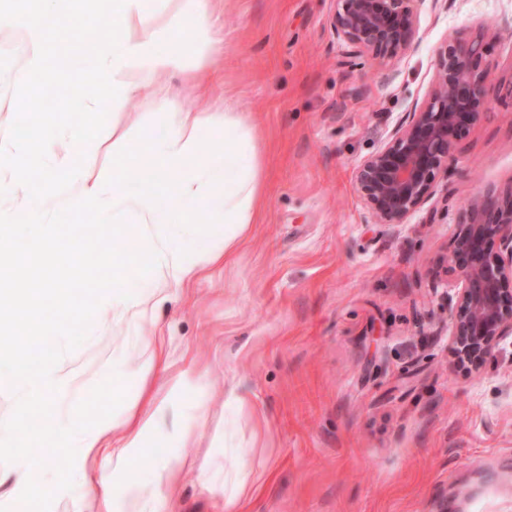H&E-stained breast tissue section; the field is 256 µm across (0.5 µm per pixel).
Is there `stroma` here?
<instances>
[{
  "label": "stroma",
  "mask_w": 512,
  "mask_h": 512,
  "mask_svg": "<svg viewBox=\"0 0 512 512\" xmlns=\"http://www.w3.org/2000/svg\"><path fill=\"white\" fill-rule=\"evenodd\" d=\"M332 0H232L220 16L224 53L171 71L184 110L231 101L258 118L265 205L233 263L210 268L141 329L190 351L212 376L176 498L166 512H512V343L477 373L456 368L440 295L458 208L477 191L512 187V104L490 97L485 117L456 140L437 193L406 223L375 224L354 170L431 90L434 57L449 35L483 36L495 87L512 84V0H421L408 51L378 72L355 63L332 34ZM148 92L108 112L112 131L152 118ZM123 338L96 313L65 359L83 383L54 400L79 425L118 414L112 361ZM251 398L239 438L260 480L229 506L205 478L221 458L224 394ZM33 512H73L53 470Z\"/></svg>",
  "instance_id": "obj_1"
}]
</instances>
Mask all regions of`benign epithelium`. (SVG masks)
Returning a JSON list of instances; mask_svg holds the SVG:
<instances>
[{
    "instance_id": "7a95c632",
    "label": "benign epithelium",
    "mask_w": 512,
    "mask_h": 512,
    "mask_svg": "<svg viewBox=\"0 0 512 512\" xmlns=\"http://www.w3.org/2000/svg\"><path fill=\"white\" fill-rule=\"evenodd\" d=\"M332 33L352 59L381 66L401 57L418 33L417 0H333ZM481 37L448 38L435 53L428 98L417 101L384 145L355 170L356 190L377 224H402L436 194L454 162V140L488 105L489 68ZM498 243V251L488 249ZM446 294L457 363L474 372L512 339V188L488 189L458 210Z\"/></svg>"
}]
</instances>
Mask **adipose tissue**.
Instances as JSON below:
<instances>
[{
    "label": "adipose tissue",
    "instance_id": "obj_1",
    "mask_svg": "<svg viewBox=\"0 0 512 512\" xmlns=\"http://www.w3.org/2000/svg\"><path fill=\"white\" fill-rule=\"evenodd\" d=\"M212 0H162L149 8L147 0H112V34L93 42L85 64L71 68L72 84L92 83L90 113L115 111L140 89H154V121L146 123L138 151L126 149L127 134L112 136V163H99L101 141L90 124L61 130L42 125L36 139L0 140V196L10 198L0 209V224L27 234L49 250L58 262L73 252L71 236L48 235L53 212H108L122 233L133 234L136 247L120 260L122 273L147 281L141 293L115 288L109 277L97 283L96 308L132 329L154 323L172 291L191 285L215 264L228 263L258 223L264 205L259 128L244 113L225 106L200 115L184 111L177 96L159 86L160 77L186 66L212 44ZM80 152V165H43L58 147ZM150 172V183L129 194L125 180ZM224 227L214 244L192 251L184 242L195 225ZM134 373L168 376V396L158 399L145 388H123L113 396L122 403L119 415L79 427L58 412L47 413V433L31 438L29 406L34 401L78 391L74 369L58 358L46 359L34 371L16 362L10 380L20 394L17 420L0 424V448L45 447L65 453L69 469L54 473L51 485L75 492L74 512H162L167 494L181 479L180 449L188 447L193 422L209 398V376L195 360L172 368L158 344L144 349ZM246 394L224 398V432L215 437L224 451V501L241 504L252 491L254 476L241 448L234 442L233 425L246 404ZM177 424L170 436L174 453L154 459L151 439L169 417ZM152 459L150 482L133 478L132 470Z\"/></svg>",
    "mask_w": 512,
    "mask_h": 512
}]
</instances>
